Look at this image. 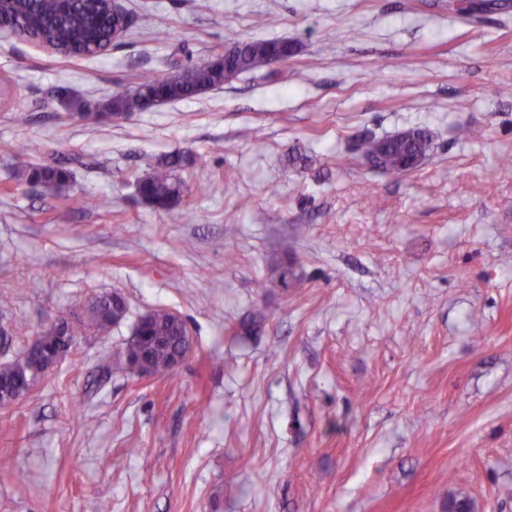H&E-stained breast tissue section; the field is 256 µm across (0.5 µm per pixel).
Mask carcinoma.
<instances>
[{"label":"carcinoma","instance_id":"obj_1","mask_svg":"<svg viewBox=\"0 0 512 512\" xmlns=\"http://www.w3.org/2000/svg\"><path fill=\"white\" fill-rule=\"evenodd\" d=\"M1 27L64 57L95 56L112 44V4L110 0H69L62 7L57 0H14L0 12ZM234 50L228 74L224 72V64L210 62L187 66L165 76L145 72L133 89L114 95L105 110L111 117L123 118L149 109L151 97L161 103L189 98L220 88L232 77L285 62L293 53L288 41L278 39L238 40L234 42ZM431 148L432 137L425 129L386 138L366 135L358 143L363 157L382 155L384 172L397 178L410 172L412 161L426 157ZM181 163L180 155H171L137 178L138 191L146 201L160 209L180 201L184 185L174 171ZM72 177L73 172L62 163L31 165L18 173L17 181L54 189ZM125 306L120 294H103L96 296L92 307L77 319L68 310L59 311L47 334L41 336L38 350H29L13 361L0 364V404L25 397L23 389L38 381L43 368L58 351L68 349L87 332L105 330ZM190 343L184 320L169 310L156 309L149 313L142 335L129 339L122 351L108 358L105 371L132 373L131 362L145 350L153 374L169 377Z\"/></svg>","mask_w":512,"mask_h":512}]
</instances>
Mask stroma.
I'll use <instances>...</instances> for the list:
<instances>
[{
    "instance_id": "35a3bbf8",
    "label": "stroma",
    "mask_w": 512,
    "mask_h": 512,
    "mask_svg": "<svg viewBox=\"0 0 512 512\" xmlns=\"http://www.w3.org/2000/svg\"><path fill=\"white\" fill-rule=\"evenodd\" d=\"M120 4L100 56L0 34V363L61 308L128 304L0 408V512H512V0ZM235 38L295 52L104 115L141 71ZM419 127L433 148L400 179L356 150ZM175 153L184 196L160 210L134 177ZM60 160L58 190L14 178ZM158 308L190 325L187 356L168 378L108 376Z\"/></svg>"
}]
</instances>
